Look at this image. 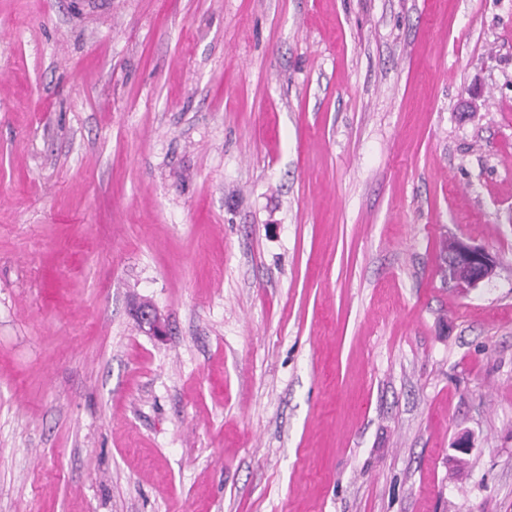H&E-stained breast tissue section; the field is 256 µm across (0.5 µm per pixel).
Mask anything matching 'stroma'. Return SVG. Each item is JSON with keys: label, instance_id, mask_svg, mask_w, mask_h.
<instances>
[{"label": "stroma", "instance_id": "35a3bbf8", "mask_svg": "<svg viewBox=\"0 0 512 512\" xmlns=\"http://www.w3.org/2000/svg\"><path fill=\"white\" fill-rule=\"evenodd\" d=\"M0 512H512V0H0ZM450 242L452 246L445 261L455 283L465 288H476L494 276L498 263L488 250L460 238Z\"/></svg>", "mask_w": 512, "mask_h": 512}]
</instances>
